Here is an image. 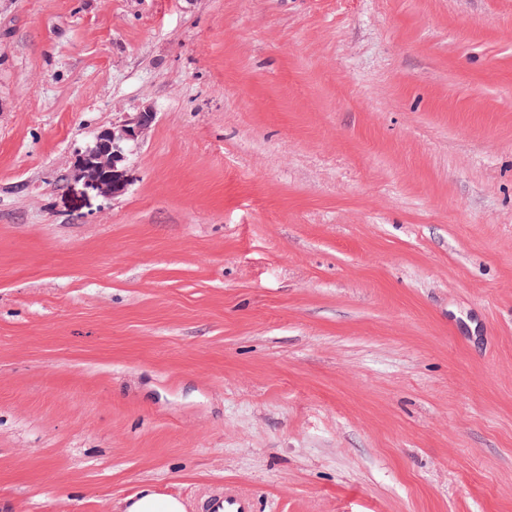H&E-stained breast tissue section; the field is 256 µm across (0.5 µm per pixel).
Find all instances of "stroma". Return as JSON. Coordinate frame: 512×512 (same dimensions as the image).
Instances as JSON below:
<instances>
[{
  "instance_id": "obj_1",
  "label": "stroma",
  "mask_w": 512,
  "mask_h": 512,
  "mask_svg": "<svg viewBox=\"0 0 512 512\" xmlns=\"http://www.w3.org/2000/svg\"><path fill=\"white\" fill-rule=\"evenodd\" d=\"M145 484L512 512V0H0V512ZM155 117L156 112L145 108L120 125L102 129L94 142L76 155L75 177L101 194H123L127 185L122 166L125 151L145 137Z\"/></svg>"
}]
</instances>
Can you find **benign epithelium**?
<instances>
[{
    "label": "benign epithelium",
    "instance_id": "benign-epithelium-1",
    "mask_svg": "<svg viewBox=\"0 0 512 512\" xmlns=\"http://www.w3.org/2000/svg\"><path fill=\"white\" fill-rule=\"evenodd\" d=\"M155 117L156 112L145 108L120 125L102 129L94 142L76 155L75 177L101 194H123L126 189L123 169L126 149L145 137Z\"/></svg>",
    "mask_w": 512,
    "mask_h": 512
}]
</instances>
